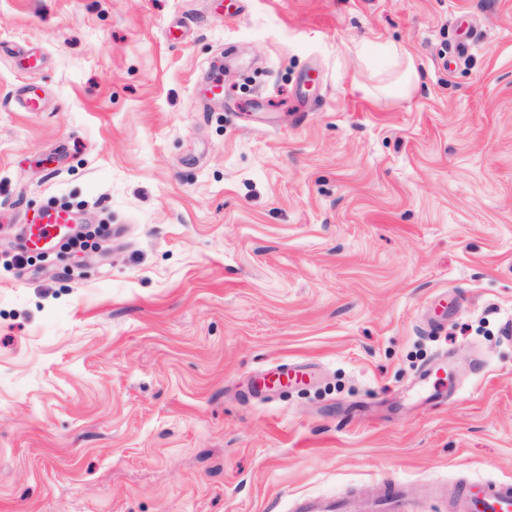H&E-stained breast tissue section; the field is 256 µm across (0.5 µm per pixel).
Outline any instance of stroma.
Segmentation results:
<instances>
[{"mask_svg":"<svg viewBox=\"0 0 512 512\" xmlns=\"http://www.w3.org/2000/svg\"><path fill=\"white\" fill-rule=\"evenodd\" d=\"M510 319L512 0H0V512H454ZM75 214L56 206L47 205L37 213L25 231V244L29 247H50L66 235L69 224H75ZM404 491L399 485L389 484L371 501H360L352 497L331 500L324 497L306 499L302 512H406Z\"/></svg>","mask_w":512,"mask_h":512,"instance_id":"1","label":"stroma"}]
</instances>
